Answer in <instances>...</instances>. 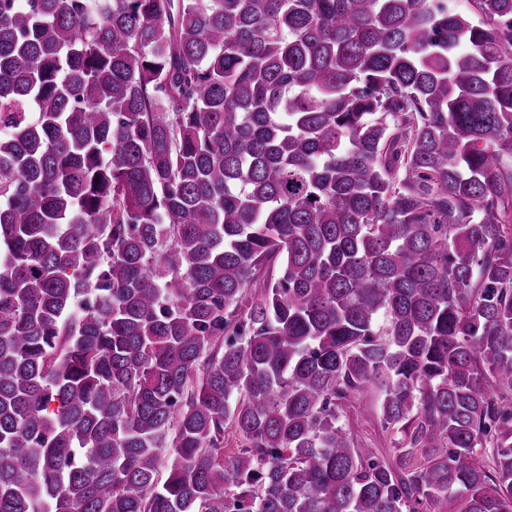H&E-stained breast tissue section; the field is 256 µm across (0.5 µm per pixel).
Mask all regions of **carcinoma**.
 <instances>
[{
    "instance_id": "carcinoma-1",
    "label": "carcinoma",
    "mask_w": 512,
    "mask_h": 512,
    "mask_svg": "<svg viewBox=\"0 0 512 512\" xmlns=\"http://www.w3.org/2000/svg\"><path fill=\"white\" fill-rule=\"evenodd\" d=\"M467 2L0 0V512H512V0ZM379 393L369 388L342 412L341 422L349 427L362 446L390 448L389 439L374 417Z\"/></svg>"
}]
</instances>
